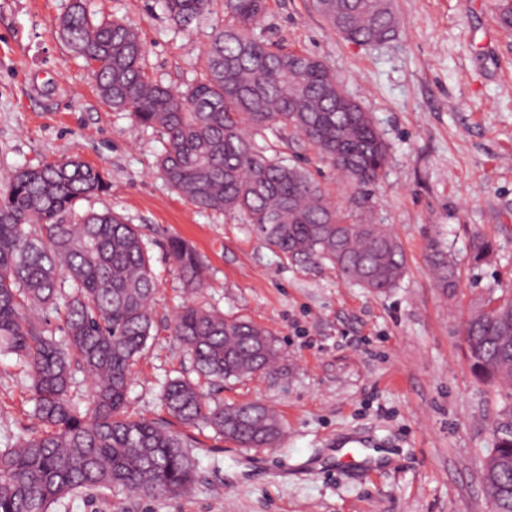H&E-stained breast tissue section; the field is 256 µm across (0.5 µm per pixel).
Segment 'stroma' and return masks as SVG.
Instances as JSON below:
<instances>
[{"mask_svg": "<svg viewBox=\"0 0 512 512\" xmlns=\"http://www.w3.org/2000/svg\"><path fill=\"white\" fill-rule=\"evenodd\" d=\"M68 2L0 0V174L79 157L105 169L112 191L78 210H114L142 233L159 288L129 416L165 417V383L193 376L171 334L176 313L193 303L276 336L274 373L201 388L228 404L262 402L284 433L275 447L242 448L185 427L197 469L185 496L82 490L52 512H493L480 475L493 429L512 415V392L475 376L463 326L512 295V28L501 25L498 0H393L400 24L376 46L345 40L312 0H267L250 31L321 60L387 143V166L361 206L291 130L254 136L270 152L307 160L352 221L386 225L398 238L406 273L382 294L344 281L330 264L291 262L243 217L201 211L172 189L156 168L159 134L106 105L60 38ZM88 7L138 31L148 73L180 89L203 73L213 27L231 23L223 0L187 30L157 0ZM173 237L208 268L198 292L185 289L166 255ZM479 238L492 251L477 263ZM436 240L456 262L455 292L437 287L427 261ZM33 407L22 363L0 354V448L41 431Z\"/></svg>", "mask_w": 512, "mask_h": 512, "instance_id": "35a3bbf8", "label": "stroma"}]
</instances>
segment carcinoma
<instances>
[{
  "instance_id": "obj_1",
  "label": "carcinoma",
  "mask_w": 512,
  "mask_h": 512,
  "mask_svg": "<svg viewBox=\"0 0 512 512\" xmlns=\"http://www.w3.org/2000/svg\"><path fill=\"white\" fill-rule=\"evenodd\" d=\"M212 0H162L187 28L210 13ZM266 0H224L235 24L214 31L204 77L183 90L152 79L145 46L120 21L93 20L86 0H69L59 34L90 67L99 97L143 127L162 132L159 172L205 212L240 214L256 237L297 263H330L346 280L379 293L398 285L405 256L381 224H354L309 169L259 146L253 132L289 128L319 159L362 189L386 163L371 116L343 91L315 57L249 38L245 31ZM343 38L361 45L389 39L399 25L393 0H314ZM0 353L14 354L31 380L41 433L20 435L0 449V512H50L80 489L130 490L177 498L192 489L196 468L188 442L166 421L124 414L132 367L153 328L158 280L138 228L112 211L76 210L78 201L108 193L104 170L67 158L12 171L0 183ZM167 254L189 290L206 267L186 241ZM439 287L457 286L455 266L434 245ZM73 289L62 315L67 339L47 336L32 312ZM201 376L224 381L270 372L280 360L272 333L251 321L187 305L172 325ZM477 376L512 380V299L470 317L463 328ZM92 380V401L80 411L69 397L72 366ZM161 401L186 424H201L243 448L275 445L280 420L263 405H226L206 398L188 379H172ZM482 482L494 512H512V429L493 432Z\"/></svg>"
}]
</instances>
